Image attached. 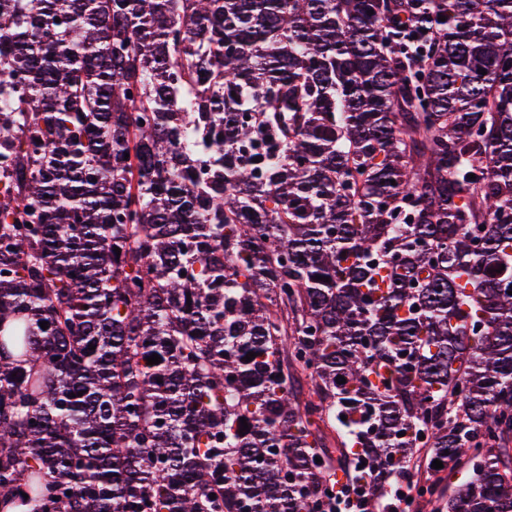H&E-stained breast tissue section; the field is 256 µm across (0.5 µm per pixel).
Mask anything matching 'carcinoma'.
Masks as SVG:
<instances>
[{
	"label": "carcinoma",
	"mask_w": 512,
	"mask_h": 512,
	"mask_svg": "<svg viewBox=\"0 0 512 512\" xmlns=\"http://www.w3.org/2000/svg\"><path fill=\"white\" fill-rule=\"evenodd\" d=\"M2 124L0 510L512 512V0H0ZM443 468L442 469H434L431 468L432 461L428 464L429 473L438 472L443 470L447 465L453 463V460L442 461ZM465 474L466 468L463 466H459L458 464H454L450 467H447L442 472H440L436 477L428 481L414 482L413 477L407 478V490H397L395 493V497L392 502L386 505L389 512H405L407 504L414 499L413 490L418 488V485L422 483H437L436 493L432 497H422V500L418 502L419 510L417 512H433V503L430 500H434L438 491L444 489L445 494L448 495L456 491L458 488L462 486L465 482ZM411 497V501H407V498Z\"/></svg>",
	"instance_id": "cac0c4a2"
}]
</instances>
